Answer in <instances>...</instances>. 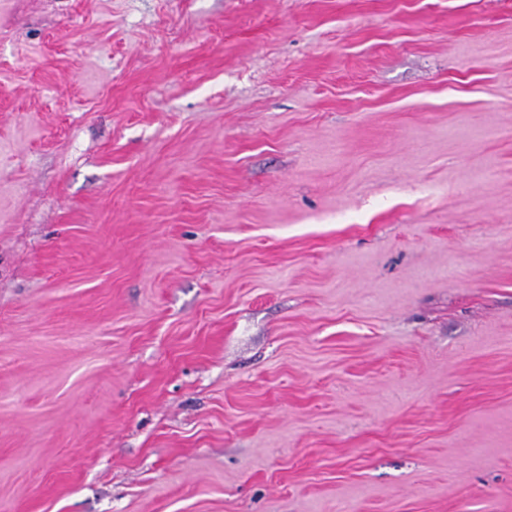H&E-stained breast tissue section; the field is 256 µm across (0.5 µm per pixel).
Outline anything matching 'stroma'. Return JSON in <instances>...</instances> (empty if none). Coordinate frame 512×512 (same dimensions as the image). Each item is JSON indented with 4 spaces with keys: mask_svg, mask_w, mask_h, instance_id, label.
Wrapping results in <instances>:
<instances>
[{
    "mask_svg": "<svg viewBox=\"0 0 512 512\" xmlns=\"http://www.w3.org/2000/svg\"><path fill=\"white\" fill-rule=\"evenodd\" d=\"M0 512H512V0H0Z\"/></svg>",
    "mask_w": 512,
    "mask_h": 512,
    "instance_id": "obj_1",
    "label": "stroma"
}]
</instances>
